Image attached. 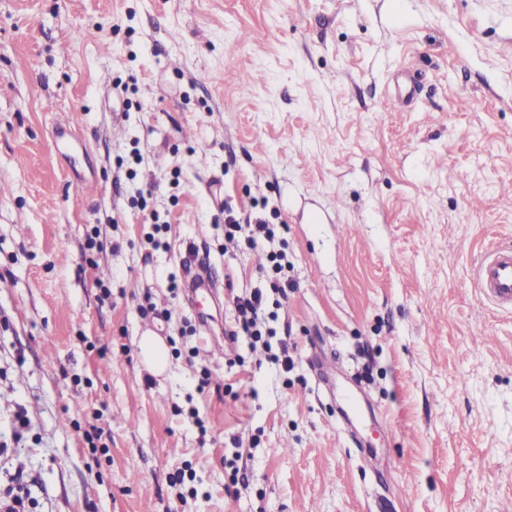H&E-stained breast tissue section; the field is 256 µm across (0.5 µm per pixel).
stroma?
Masks as SVG:
<instances>
[{
  "instance_id": "1",
  "label": "stroma",
  "mask_w": 512,
  "mask_h": 512,
  "mask_svg": "<svg viewBox=\"0 0 512 512\" xmlns=\"http://www.w3.org/2000/svg\"><path fill=\"white\" fill-rule=\"evenodd\" d=\"M0 184V496L512 507V311L475 283L512 246V0H0ZM257 286L269 344L226 349ZM224 215L226 222L224 230L227 239H234L236 235L244 234L245 243L251 248L263 244L264 241L269 243L274 241L273 230L262 219H256L255 224H239L232 215V208L225 203ZM183 263L186 267H190L189 273L191 276V291L193 293H196L201 290L211 291L214 290V288H216L214 281L211 280L210 276H207L201 269H206V267L199 264L196 265L192 255L186 256L185 259L183 260ZM138 349L141 362L155 375L165 373L169 367L167 344L161 336L146 332L139 337Z\"/></svg>"
}]
</instances>
